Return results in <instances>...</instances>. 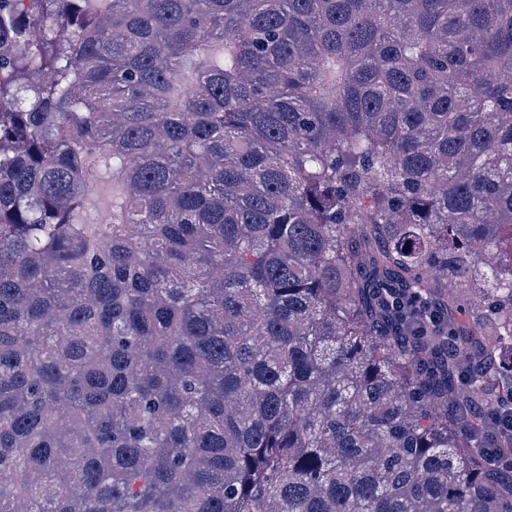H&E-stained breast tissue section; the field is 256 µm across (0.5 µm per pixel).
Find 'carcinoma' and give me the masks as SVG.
<instances>
[{
    "mask_svg": "<svg viewBox=\"0 0 512 512\" xmlns=\"http://www.w3.org/2000/svg\"><path fill=\"white\" fill-rule=\"evenodd\" d=\"M508 242L512 0H0V512H512Z\"/></svg>",
    "mask_w": 512,
    "mask_h": 512,
    "instance_id": "1",
    "label": "carcinoma"
}]
</instances>
